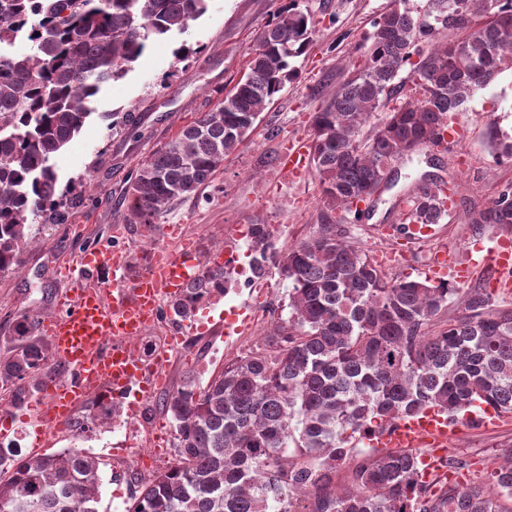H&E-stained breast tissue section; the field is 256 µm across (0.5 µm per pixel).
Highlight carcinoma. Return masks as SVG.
<instances>
[{
    "label": "carcinoma",
    "mask_w": 512,
    "mask_h": 512,
    "mask_svg": "<svg viewBox=\"0 0 512 512\" xmlns=\"http://www.w3.org/2000/svg\"><path fill=\"white\" fill-rule=\"evenodd\" d=\"M208 3L0 0V47L29 44L0 52V272L19 264L35 224L59 214L65 194L52 160L80 133L102 85L123 78L151 42L185 32ZM315 26L289 0L224 100L138 166L125 195L132 223H159L170 203L211 182L297 77L291 61ZM373 27L360 63L311 117L322 224L286 249L271 243L267 225L251 228L254 271L273 268L288 280V318L206 386L188 380L164 400L176 462L126 512H506L512 501V448L488 485L456 455L424 482L415 454L358 447L431 407L455 420L478 405L512 415V306L486 288L390 278L338 229L395 160L443 144L449 114L512 63V0H426L416 12L393 0ZM406 66L409 88L399 79ZM382 108L374 134L363 136ZM455 195L446 182L417 183L407 223H441ZM471 223L511 232L512 184ZM223 283L224 272L207 266L168 307L187 319ZM454 295L461 307L447 317ZM39 323L21 314L17 346L0 361V381L18 404L55 370L50 344L35 335ZM343 466L350 485L338 488ZM100 485L99 462L74 448L18 458L0 480V512H98Z\"/></svg>",
    "instance_id": "carcinoma-1"
}]
</instances>
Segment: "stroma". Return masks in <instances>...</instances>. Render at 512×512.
I'll return each mask as SVG.
<instances>
[{
	"mask_svg": "<svg viewBox=\"0 0 512 512\" xmlns=\"http://www.w3.org/2000/svg\"><path fill=\"white\" fill-rule=\"evenodd\" d=\"M287 2L210 0L207 13L185 33L152 43L124 78L103 86L80 134L53 160L66 192L62 218L37 225L38 245L23 252L18 266L0 273V356L14 344L17 315L34 311L44 319L57 314L67 287L63 267L75 262L82 247L106 240L116 224L124 225L121 245L131 252L148 238L179 248L167 227L181 224L198 240L201 256H208L218 241L236 255L227 270L231 286L221 300L202 305L191 318L163 322V329L183 334L184 344L168 354L166 386L138 406L144 421L171 425L163 398L189 377L206 384L225 361L263 343L273 318L288 304V283L272 270L263 279V289L247 285L252 274L249 229L269 225L275 245L283 249L316 229L321 189L311 168L293 179L281 171L277 158L286 144L310 140L311 112L340 85L346 65L360 61L372 24L390 0H300L317 26L310 47L293 61L298 76L263 112L261 122L212 181L195 196L174 201L160 223L151 226L130 222L122 195L142 160L178 125L213 108L239 80L258 35ZM116 113L128 114L129 124L113 122ZM454 120L465 128L458 142L450 147L428 145L393 162V185L381 191L360 219L341 225L343 237L375 258L388 276L425 278L436 253L461 254L476 238L489 242L500 235L492 225L471 223L470 211L495 196L503 184L512 183V163H496L491 146L494 132L512 135V68L477 91ZM426 175L461 186L444 224L430 236L408 239L394 234L407 194ZM88 181L93 184L89 190L84 187ZM76 226L83 228V236L73 235ZM239 312L249 319L247 334L225 337L226 316ZM510 446L512 417L461 426L449 451L480 465L493 462ZM64 447L98 459L99 512H126L135 492L175 459L170 448L145 468L138 462L139 449L132 448L127 460H118L117 438L107 434L66 438L48 450Z\"/></svg>",
	"mask_w": 512,
	"mask_h": 512,
	"instance_id": "1",
	"label": "stroma"
}]
</instances>
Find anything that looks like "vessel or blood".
<instances>
[{
    "label": "vessel or blood",
    "mask_w": 512,
    "mask_h": 512,
    "mask_svg": "<svg viewBox=\"0 0 512 512\" xmlns=\"http://www.w3.org/2000/svg\"><path fill=\"white\" fill-rule=\"evenodd\" d=\"M472 250L463 260L437 256L430 274L448 272L454 281L464 283L480 263L496 274L497 288L512 287V238L496 239L489 247L479 239ZM79 265L75 286L64 295L65 308L44 324L53 356L66 369L62 380H49L42 390L38 422L45 426L61 425L75 404L104 386L116 399L124 398L135 386L152 393L151 382L143 377L144 367L126 350L122 339L143 335L161 318L160 295L182 296L199 275L196 253L184 250L165 253L132 281L127 278L126 253L113 246L96 244L83 250ZM459 429L458 423L432 410L396 421L383 435L373 436L370 444L412 449L431 471Z\"/></svg>",
    "instance_id": "obj_1"
}]
</instances>
